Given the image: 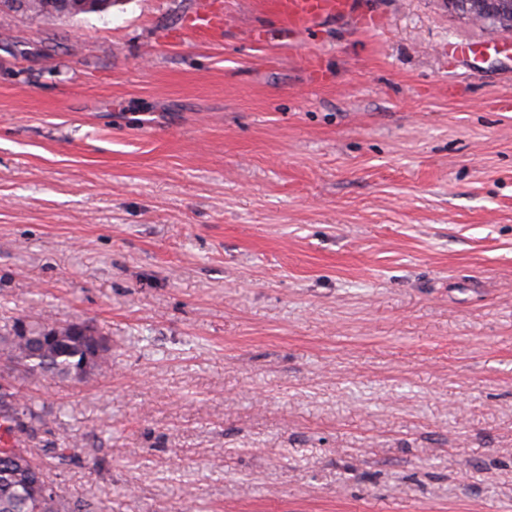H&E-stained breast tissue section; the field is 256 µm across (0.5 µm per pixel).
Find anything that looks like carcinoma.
Masks as SVG:
<instances>
[{
    "instance_id": "carcinoma-1",
    "label": "carcinoma",
    "mask_w": 512,
    "mask_h": 512,
    "mask_svg": "<svg viewBox=\"0 0 512 512\" xmlns=\"http://www.w3.org/2000/svg\"><path fill=\"white\" fill-rule=\"evenodd\" d=\"M90 331L74 329L44 317L30 320L19 315L0 326V416L10 418L13 438L34 440L46 422L37 404L22 399L9 379L52 376L86 381L112 365V346L95 352L87 339ZM66 458V449L38 456L32 448H0V512H79L60 491H47L48 472Z\"/></svg>"
}]
</instances>
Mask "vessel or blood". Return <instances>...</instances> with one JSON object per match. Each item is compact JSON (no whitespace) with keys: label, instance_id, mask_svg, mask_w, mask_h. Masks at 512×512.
Masks as SVG:
<instances>
[{"label":"vessel or blood","instance_id":"obj_1","mask_svg":"<svg viewBox=\"0 0 512 512\" xmlns=\"http://www.w3.org/2000/svg\"><path fill=\"white\" fill-rule=\"evenodd\" d=\"M263 8L291 32L307 30L346 17L354 18L359 28L373 31L383 27L381 13L365 8L361 0H263ZM186 30L206 39L224 31V10L219 0H204L187 18Z\"/></svg>","mask_w":512,"mask_h":512}]
</instances>
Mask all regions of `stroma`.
<instances>
[{
  "instance_id": "obj_1",
  "label": "stroma",
  "mask_w": 512,
  "mask_h": 512,
  "mask_svg": "<svg viewBox=\"0 0 512 512\" xmlns=\"http://www.w3.org/2000/svg\"><path fill=\"white\" fill-rule=\"evenodd\" d=\"M221 2L0 12V319L112 344L33 448L86 512H512V33ZM216 0H207L187 18L185 29L201 39L224 33V8ZM276 21L291 32L307 30L334 20L353 17L365 31L381 29V13L363 7L360 0H265L261 2Z\"/></svg>"
}]
</instances>
